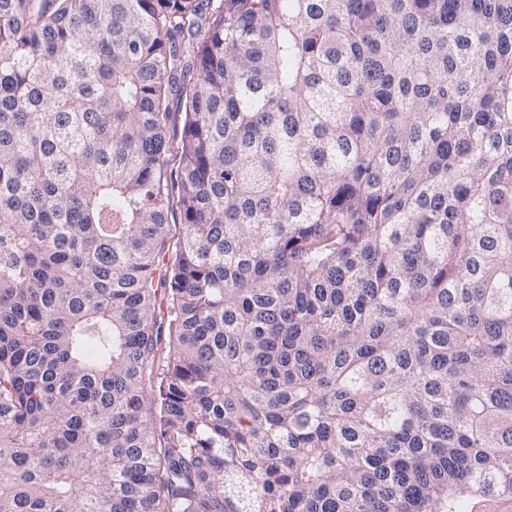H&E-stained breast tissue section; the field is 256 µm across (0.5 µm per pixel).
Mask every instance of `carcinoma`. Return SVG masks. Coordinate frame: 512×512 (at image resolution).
Here are the masks:
<instances>
[{
  "mask_svg": "<svg viewBox=\"0 0 512 512\" xmlns=\"http://www.w3.org/2000/svg\"><path fill=\"white\" fill-rule=\"evenodd\" d=\"M0 512H512V0H0Z\"/></svg>",
  "mask_w": 512,
  "mask_h": 512,
  "instance_id": "carcinoma-1",
  "label": "carcinoma"
}]
</instances>
